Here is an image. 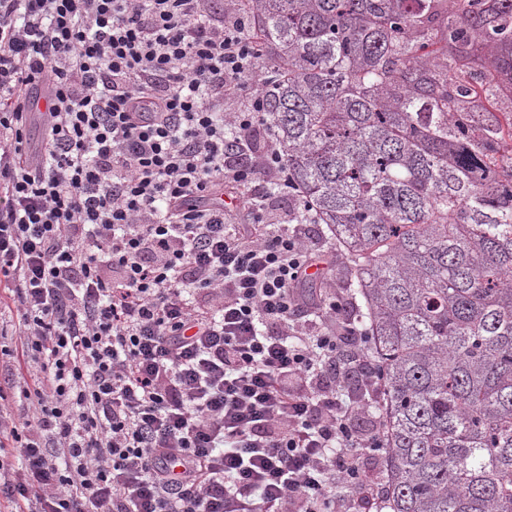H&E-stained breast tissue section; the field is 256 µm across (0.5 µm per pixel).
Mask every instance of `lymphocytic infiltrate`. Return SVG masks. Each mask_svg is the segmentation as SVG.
<instances>
[{
  "mask_svg": "<svg viewBox=\"0 0 512 512\" xmlns=\"http://www.w3.org/2000/svg\"><path fill=\"white\" fill-rule=\"evenodd\" d=\"M248 14L209 0H0V284L24 396L14 512H371L378 420L336 378L368 332L303 301L301 224ZM244 108L225 113V98ZM39 116L42 138L27 124ZM251 218L227 219L222 194ZM268 209V218L276 224H297L294 219L293 202L287 197L272 195ZM3 289L4 288H0V299L2 297V309L0 304V313H2V317H0V331L2 328L4 332H7L8 336H2L1 338L0 335V343L2 342V345L13 346L14 348L15 344H17L18 336H11V334H13L15 327L18 329L19 316L12 303H10L12 311L6 307L5 304L9 302V299L7 298V290L4 291Z\"/></svg>",
  "mask_w": 512,
  "mask_h": 512,
  "instance_id": "f902f5d3",
  "label": "lymphocytic infiltrate"
}]
</instances>
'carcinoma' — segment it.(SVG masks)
<instances>
[{
	"label": "carcinoma",
	"instance_id": "cac0c4a2",
	"mask_svg": "<svg viewBox=\"0 0 512 512\" xmlns=\"http://www.w3.org/2000/svg\"><path fill=\"white\" fill-rule=\"evenodd\" d=\"M244 2L371 336L384 510L512 512V0Z\"/></svg>",
	"mask_w": 512,
	"mask_h": 512
}]
</instances>
